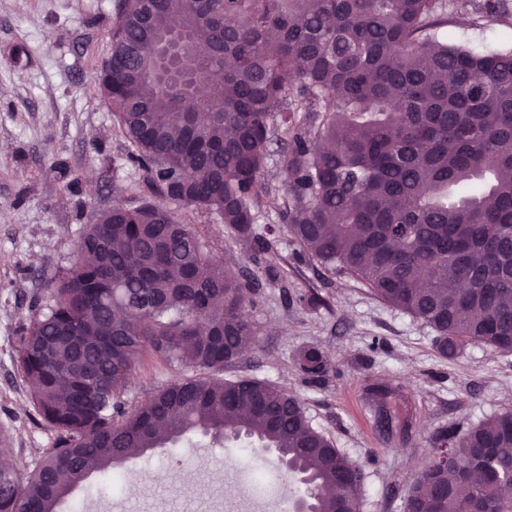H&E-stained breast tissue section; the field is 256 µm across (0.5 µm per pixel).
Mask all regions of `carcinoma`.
Returning <instances> with one entry per match:
<instances>
[{
  "label": "carcinoma",
  "mask_w": 512,
  "mask_h": 512,
  "mask_svg": "<svg viewBox=\"0 0 512 512\" xmlns=\"http://www.w3.org/2000/svg\"><path fill=\"white\" fill-rule=\"evenodd\" d=\"M508 0H121L112 69L94 87L159 196L214 214L261 254L254 208L284 146L282 220L302 251L430 326L439 354L512 353V51L438 39ZM255 289L165 207L116 203L82 228L72 267L19 337L18 363L55 433L32 474L0 468V512H57L87 479L187 434L244 435L309 477L312 512H360L361 468L287 390L226 380L255 329ZM185 374L131 411L144 356ZM306 379L328 374L314 347ZM448 464L404 512H512V412L448 430Z\"/></svg>",
  "instance_id": "obj_1"
}]
</instances>
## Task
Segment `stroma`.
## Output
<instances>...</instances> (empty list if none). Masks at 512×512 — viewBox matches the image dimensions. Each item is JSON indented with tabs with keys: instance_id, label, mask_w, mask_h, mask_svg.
I'll return each instance as SVG.
<instances>
[{
	"instance_id": "1",
	"label": "stroma",
	"mask_w": 512,
	"mask_h": 512,
	"mask_svg": "<svg viewBox=\"0 0 512 512\" xmlns=\"http://www.w3.org/2000/svg\"><path fill=\"white\" fill-rule=\"evenodd\" d=\"M118 0H0V447L30 475L54 433L37 416L18 365V341L41 317L61 271L71 265L83 225L115 201L151 199L146 173L112 110L92 89L96 67L109 53L108 30ZM449 39L478 50H512V26L448 28ZM282 194L263 199L255 228L273 243L268 261H254L218 216L166 201L175 217L190 218L214 258L257 288L248 315L256 340L224 376H246L287 389L363 474L361 512H404V503L429 460L433 441L512 411V353L470 344L446 358L434 331L377 299L365 286L332 276L301 256L281 220ZM280 275L270 279L268 264ZM318 295L315 307L305 297ZM324 352L323 384L306 382L301 349ZM178 368L142 362L123 396L133 408L179 377ZM386 384L397 396L381 403L367 388ZM282 473L276 453L253 452L246 442L217 445L189 436L123 462L116 484L93 472L58 512H195L199 495L183 487L207 483L227 512H241L247 495L240 472Z\"/></svg>"
}]
</instances>
